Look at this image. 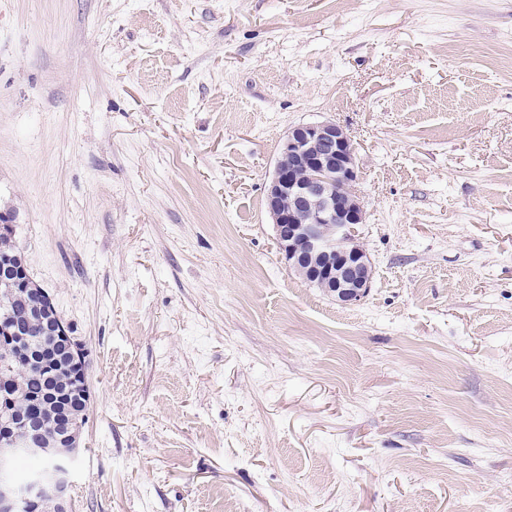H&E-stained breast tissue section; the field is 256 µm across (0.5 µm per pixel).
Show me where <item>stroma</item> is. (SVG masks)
Listing matches in <instances>:
<instances>
[{"instance_id":"1","label":"stroma","mask_w":512,"mask_h":512,"mask_svg":"<svg viewBox=\"0 0 512 512\" xmlns=\"http://www.w3.org/2000/svg\"><path fill=\"white\" fill-rule=\"evenodd\" d=\"M321 121L354 305L265 209ZM0 208L87 352L70 512H512V0H0ZM357 148L332 121L294 126L282 144L266 195L290 271L351 304L371 287V262L357 241L366 212L355 191Z\"/></svg>"}]
</instances>
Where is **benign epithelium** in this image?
<instances>
[{
    "label": "benign epithelium",
    "instance_id": "1",
    "mask_svg": "<svg viewBox=\"0 0 512 512\" xmlns=\"http://www.w3.org/2000/svg\"><path fill=\"white\" fill-rule=\"evenodd\" d=\"M357 148L350 134L332 122L300 124L288 131L277 157L266 195L276 240L288 269L304 276L337 301L351 304L371 287V262L357 241V227L366 212L355 191ZM0 286L33 293L31 316L17 323L12 314L0 320V333L25 338L36 328L55 337L74 368V378L89 398L84 348L60 317L48 321L54 308L49 295L27 271L19 249L0 255ZM81 427L35 418L15 410L0 424V512H38L47 502L67 512L71 476ZM21 455L48 463L25 478L14 476Z\"/></svg>",
    "mask_w": 512,
    "mask_h": 512
}]
</instances>
